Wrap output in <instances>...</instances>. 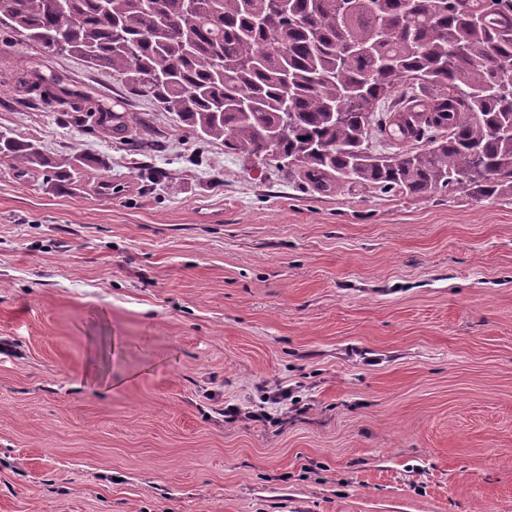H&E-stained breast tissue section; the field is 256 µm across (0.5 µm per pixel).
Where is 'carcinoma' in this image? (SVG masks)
<instances>
[{
    "instance_id": "1",
    "label": "carcinoma",
    "mask_w": 512,
    "mask_h": 512,
    "mask_svg": "<svg viewBox=\"0 0 512 512\" xmlns=\"http://www.w3.org/2000/svg\"><path fill=\"white\" fill-rule=\"evenodd\" d=\"M512 0H0V28L106 69L175 114L195 139L287 164L325 195L361 185L432 197L465 190L512 198ZM40 105L75 106L58 80L26 74ZM429 93L390 110L393 154L367 147L379 105L406 84ZM94 127L124 138L132 117L99 110ZM134 151L163 144L143 124ZM423 142L421 149L413 143ZM17 177L68 181L83 157L50 159L0 132Z\"/></svg>"
}]
</instances>
